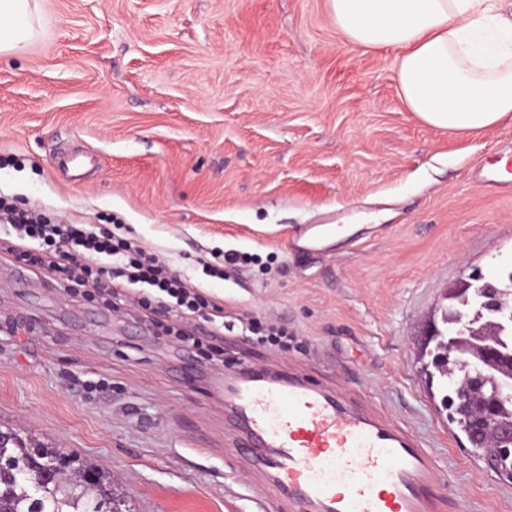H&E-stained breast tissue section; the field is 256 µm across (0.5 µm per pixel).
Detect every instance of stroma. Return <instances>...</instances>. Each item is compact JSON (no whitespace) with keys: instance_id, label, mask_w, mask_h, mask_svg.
Masks as SVG:
<instances>
[{"instance_id":"1","label":"stroma","mask_w":512,"mask_h":512,"mask_svg":"<svg viewBox=\"0 0 512 512\" xmlns=\"http://www.w3.org/2000/svg\"><path fill=\"white\" fill-rule=\"evenodd\" d=\"M0 54V197L120 224L222 307L223 361L181 372L173 333L0 258V427L112 476L116 512H256L224 375L297 369L406 425L460 512H512V481L448 419L425 335L451 288L512 271V114L457 134L403 104L397 49L352 45L328 0H39ZM94 156L84 178L61 150ZM303 224L357 240L292 247ZM288 345L252 344L247 322ZM104 378L107 388L83 382Z\"/></svg>"}]
</instances>
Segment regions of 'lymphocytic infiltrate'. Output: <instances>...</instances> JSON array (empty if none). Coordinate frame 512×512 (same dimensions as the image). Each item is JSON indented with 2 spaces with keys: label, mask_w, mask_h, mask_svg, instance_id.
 I'll return each instance as SVG.
<instances>
[{
  "label": "lymphocytic infiltrate",
  "mask_w": 512,
  "mask_h": 512,
  "mask_svg": "<svg viewBox=\"0 0 512 512\" xmlns=\"http://www.w3.org/2000/svg\"><path fill=\"white\" fill-rule=\"evenodd\" d=\"M0 215L14 232L6 251L18 259L45 267L57 287L65 290L90 288L119 296L120 285H143L147 291L138 304L158 307L182 318L205 316L210 302L175 273L158 254L147 251L134 239L83 224L54 223L30 218L7 201H0ZM36 242L38 252L25 250L24 241Z\"/></svg>",
  "instance_id": "lymphocytic-infiltrate-1"
}]
</instances>
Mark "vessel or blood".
Returning a JSON list of instances; mask_svg holds the SVG:
<instances>
[{"instance_id":"1","label":"vessel or blood","mask_w":512,"mask_h":512,"mask_svg":"<svg viewBox=\"0 0 512 512\" xmlns=\"http://www.w3.org/2000/svg\"><path fill=\"white\" fill-rule=\"evenodd\" d=\"M250 374L225 378L224 395L246 426L241 452L272 486L261 512H447L434 457L407 427L352 410L300 374Z\"/></svg>"}]
</instances>
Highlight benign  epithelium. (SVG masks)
Segmentation results:
<instances>
[{
  "mask_svg": "<svg viewBox=\"0 0 512 512\" xmlns=\"http://www.w3.org/2000/svg\"><path fill=\"white\" fill-rule=\"evenodd\" d=\"M508 291L481 274L462 281L448 293V330L438 361L452 362L465 372L464 383L471 385L461 399L476 409L477 441L491 438L498 451L486 467L499 474L511 472L507 459L512 455V413L504 409L512 401V349L492 338L482 341L472 336L474 321L483 309H502Z\"/></svg>",
  "mask_w": 512,
  "mask_h": 512,
  "instance_id": "7a95c632",
  "label": "benign epithelium"
}]
</instances>
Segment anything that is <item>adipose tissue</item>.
<instances>
[{"mask_svg": "<svg viewBox=\"0 0 512 512\" xmlns=\"http://www.w3.org/2000/svg\"><path fill=\"white\" fill-rule=\"evenodd\" d=\"M501 0H329L348 42L398 49L399 95L427 125L455 132L512 114V16ZM38 0H0V53L32 42Z\"/></svg>", "mask_w": 512, "mask_h": 512, "instance_id": "adipose-tissue-1", "label": "adipose tissue"}]
</instances>
